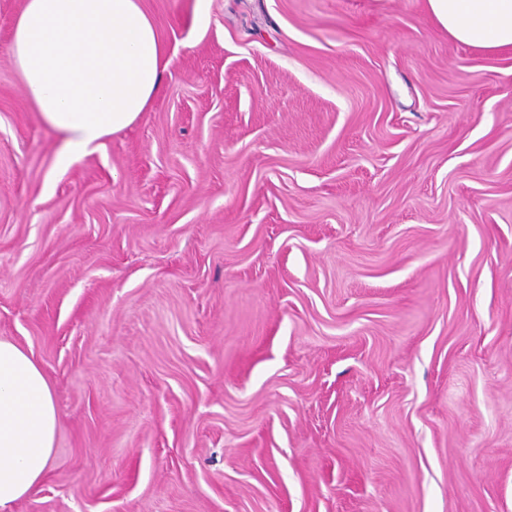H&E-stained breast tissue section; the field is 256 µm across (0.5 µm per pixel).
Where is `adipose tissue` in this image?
I'll use <instances>...</instances> for the list:
<instances>
[{"mask_svg":"<svg viewBox=\"0 0 512 512\" xmlns=\"http://www.w3.org/2000/svg\"><path fill=\"white\" fill-rule=\"evenodd\" d=\"M449 38L512 55V0H426ZM10 57L41 121L61 138L59 167L98 150L148 111L172 58L142 0H25ZM58 426L33 357L0 339V512L37 493Z\"/></svg>","mask_w":512,"mask_h":512,"instance_id":"1","label":"adipose tissue"}]
</instances>
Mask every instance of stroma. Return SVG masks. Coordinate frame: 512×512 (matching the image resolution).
<instances>
[{"instance_id": "1", "label": "stroma", "mask_w": 512, "mask_h": 512, "mask_svg": "<svg viewBox=\"0 0 512 512\" xmlns=\"http://www.w3.org/2000/svg\"><path fill=\"white\" fill-rule=\"evenodd\" d=\"M0 0L10 512H512V57L424 0H145L176 54L68 168ZM58 426L49 383L33 357L0 339V510L40 490Z\"/></svg>"}]
</instances>
